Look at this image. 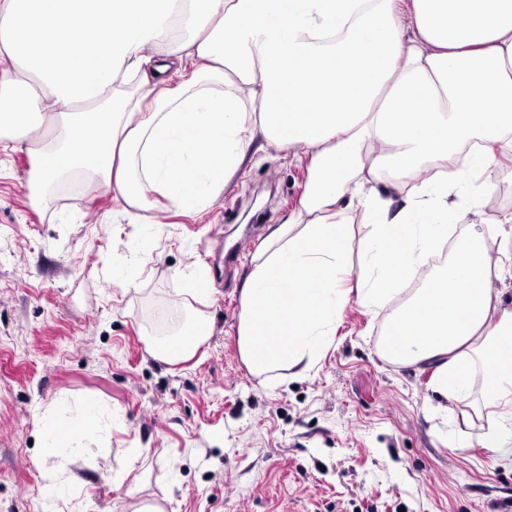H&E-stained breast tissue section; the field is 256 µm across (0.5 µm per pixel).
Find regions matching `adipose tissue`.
<instances>
[{
  "label": "adipose tissue",
  "instance_id": "adipose-tissue-1",
  "mask_svg": "<svg viewBox=\"0 0 512 512\" xmlns=\"http://www.w3.org/2000/svg\"><path fill=\"white\" fill-rule=\"evenodd\" d=\"M87 29L95 39L74 53L71 35ZM162 46L172 60L153 63ZM187 58L198 63L189 74ZM1 60L0 132L36 143L44 198L81 175L134 207L157 193L199 210L256 135L303 148L309 188L240 290L245 363L309 375L357 302L385 317L383 357L428 369L438 399L481 382L504 416L481 444L512 456V308L491 280L501 220L478 216L481 232L456 241L448 274L390 306L447 237L459 186L474 174L483 191L512 179V0H0ZM147 64L156 81L144 95L45 137L61 110ZM382 168L412 184L401 204L379 191ZM355 207L373 226L354 280Z\"/></svg>",
  "mask_w": 512,
  "mask_h": 512
}]
</instances>
